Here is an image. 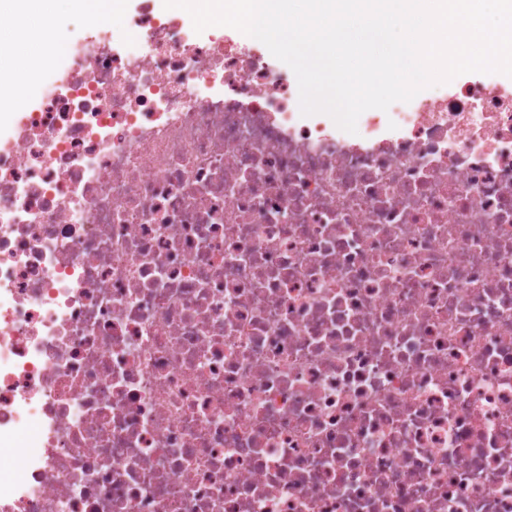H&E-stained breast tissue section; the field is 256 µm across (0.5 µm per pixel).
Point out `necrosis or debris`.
Returning a JSON list of instances; mask_svg holds the SVG:
<instances>
[{"mask_svg": "<svg viewBox=\"0 0 512 512\" xmlns=\"http://www.w3.org/2000/svg\"><path fill=\"white\" fill-rule=\"evenodd\" d=\"M125 25L0 113V512H512V80Z\"/></svg>", "mask_w": 512, "mask_h": 512, "instance_id": "obj_1", "label": "necrosis or debris"}]
</instances>
